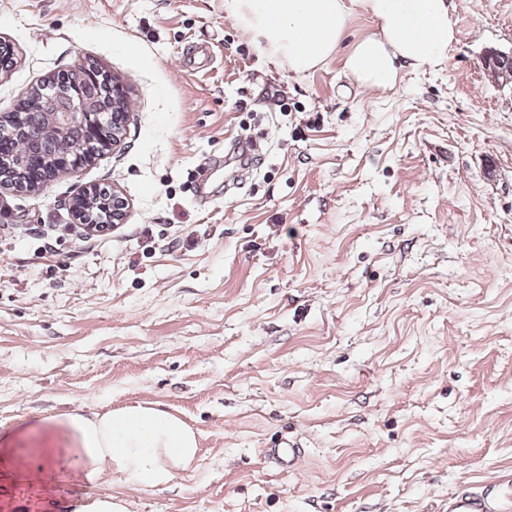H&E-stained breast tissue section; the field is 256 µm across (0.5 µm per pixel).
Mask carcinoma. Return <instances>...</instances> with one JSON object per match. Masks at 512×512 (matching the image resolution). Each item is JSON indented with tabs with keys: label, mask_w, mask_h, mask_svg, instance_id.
<instances>
[{
	"label": "carcinoma",
	"mask_w": 512,
	"mask_h": 512,
	"mask_svg": "<svg viewBox=\"0 0 512 512\" xmlns=\"http://www.w3.org/2000/svg\"><path fill=\"white\" fill-rule=\"evenodd\" d=\"M81 82L95 86V105L100 111L120 112L122 120H127L129 104L124 98L113 99L112 78L107 72L93 63L59 72L33 88L18 104L13 119L0 128V185L18 193L31 192L60 172L62 154L78 152L86 161L98 155L99 142L84 136L79 128H71L59 139L49 135L36 119L47 103L64 99ZM77 203L86 211L87 223H112V200L108 195L97 193Z\"/></svg>",
	"instance_id": "obj_1"
}]
</instances>
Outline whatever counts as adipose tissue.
<instances>
[{"instance_id":"obj_1","label":"adipose tissue","mask_w":512,"mask_h":512,"mask_svg":"<svg viewBox=\"0 0 512 512\" xmlns=\"http://www.w3.org/2000/svg\"><path fill=\"white\" fill-rule=\"evenodd\" d=\"M374 34L343 53V68L361 87H393L400 70L440 65L456 30L449 0H364ZM224 9L262 52L306 74L340 51L349 12L345 0H224ZM71 472L93 483L107 474L135 488L169 485L193 471L195 430L168 411L139 403L67 417Z\"/></svg>"}]
</instances>
